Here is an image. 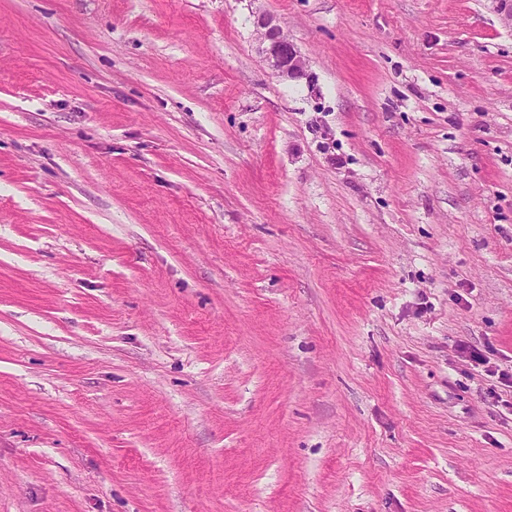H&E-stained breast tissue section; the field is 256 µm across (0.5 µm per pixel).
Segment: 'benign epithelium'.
Returning <instances> with one entry per match:
<instances>
[{
    "mask_svg": "<svg viewBox=\"0 0 512 512\" xmlns=\"http://www.w3.org/2000/svg\"><path fill=\"white\" fill-rule=\"evenodd\" d=\"M254 26L259 33L258 51L275 76L286 81L310 78L304 58L273 16H256Z\"/></svg>",
    "mask_w": 512,
    "mask_h": 512,
    "instance_id": "obj_1",
    "label": "benign epithelium"
}]
</instances>
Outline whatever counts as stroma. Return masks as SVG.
Wrapping results in <instances>:
<instances>
[{"label":"stroma","mask_w":512,"mask_h":512,"mask_svg":"<svg viewBox=\"0 0 512 512\" xmlns=\"http://www.w3.org/2000/svg\"><path fill=\"white\" fill-rule=\"evenodd\" d=\"M0 512H512L498 0H0ZM254 26L259 33L258 51L272 73L286 81H308L310 75L304 58L283 33L276 19L260 14L255 17Z\"/></svg>","instance_id":"35a3bbf8"}]
</instances>
